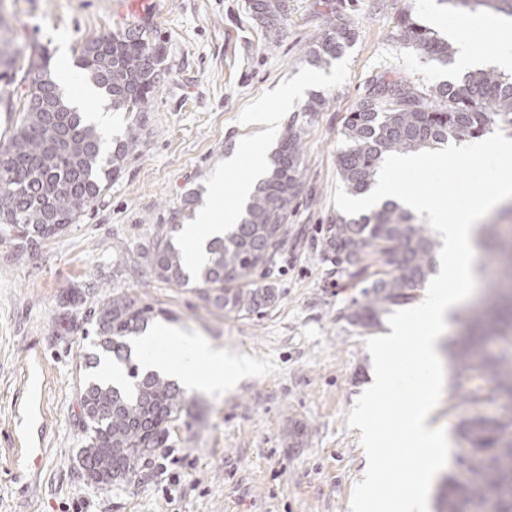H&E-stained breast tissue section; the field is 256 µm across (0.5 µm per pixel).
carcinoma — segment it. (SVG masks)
Instances as JSON below:
<instances>
[{
	"instance_id": "cac0c4a2",
	"label": "carcinoma",
	"mask_w": 512,
	"mask_h": 512,
	"mask_svg": "<svg viewBox=\"0 0 512 512\" xmlns=\"http://www.w3.org/2000/svg\"><path fill=\"white\" fill-rule=\"evenodd\" d=\"M453 8L488 7L512 16V0H439ZM251 12L268 45L279 44L288 17L287 0H252ZM402 44L442 64L453 61L451 42L417 24L411 14L398 20ZM356 38L339 22L310 46L306 61L317 67L340 57ZM76 66L112 102L115 110L143 112L164 80V42L141 25L108 34L80 48ZM16 123L0 138V230L38 243L77 224L109 188L136 150L135 134L118 142L103 158V137L65 104L51 77L49 59L33 43L13 37L0 42V107ZM512 126V76L494 69L468 72L453 81L427 87L411 80H373L365 99L343 122L347 148L340 152L339 175L353 196L372 187L385 157L477 138L490 127ZM304 190L301 137L297 121L272 151L268 175L249 195L233 229L208 243L205 262L192 267L178 245L181 216L191 211L198 192L167 224L157 225L143 259L160 280L188 287L200 298L238 317L260 314L274 305L277 289L265 282L277 268L288 235L289 205ZM326 248L336 266L351 268L365 283L363 299L349 308V320L363 328L380 325L395 306L410 303L436 266L438 241L416 217L396 202L368 214L339 216L326 229ZM488 250L512 279V240L490 232ZM163 310L127 293L97 299L88 320L93 346L124 365L128 382L116 386L85 379L80 395L87 441L79 450L82 475L102 489L129 482L164 446L172 423L188 409L183 389L157 371H145L131 359L130 341ZM512 336V294L492 289L484 308L471 316L454 353L456 367L487 382L470 403L512 401V354L480 351L490 339ZM471 447L468 470L473 480H449L440 512H471L485 502L495 512H512V412L498 417L476 414L461 425Z\"/></svg>"
}]
</instances>
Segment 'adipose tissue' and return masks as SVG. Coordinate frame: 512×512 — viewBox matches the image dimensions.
Segmentation results:
<instances>
[{
    "instance_id": "adipose-tissue-1",
    "label": "adipose tissue",
    "mask_w": 512,
    "mask_h": 512,
    "mask_svg": "<svg viewBox=\"0 0 512 512\" xmlns=\"http://www.w3.org/2000/svg\"><path fill=\"white\" fill-rule=\"evenodd\" d=\"M466 31L457 27H449L448 35L456 49V64L460 70L476 71L494 68L512 74V21H496L476 16L466 23ZM494 27L496 46L488 53L477 52L468 30ZM265 167L261 158H254L250 168L241 172L234 185V199L227 203L223 211H215L206 207L197 210L194 219L183 228L182 240L189 263L197 264L205 258L207 240L223 235L225 227L237 223L239 219L238 203L244 200L262 179ZM183 351L173 360L156 362L155 367L181 382L185 387L196 390L215 392L231 387L235 382L254 370L253 363L247 358H226L223 350L187 336L183 339ZM206 361L212 366L208 375L196 373L199 362Z\"/></svg>"
}]
</instances>
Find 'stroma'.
<instances>
[{
	"label": "stroma",
	"instance_id": "stroma-1",
	"mask_svg": "<svg viewBox=\"0 0 512 512\" xmlns=\"http://www.w3.org/2000/svg\"><path fill=\"white\" fill-rule=\"evenodd\" d=\"M129 2L0 0L13 36L42 45L52 72L73 70L65 96L78 94L85 79L74 67L79 47L131 25L158 32L168 68L147 111L113 112L111 139L134 131L139 145L89 216L32 248L0 234V512H350L367 460L347 418L374 378L365 341L391 329L348 320L363 284L324 251L326 228L339 214L331 195L340 181L343 117L380 74L427 86L457 76L455 66L398 41L400 15L412 12L443 36L474 12L450 11L440 0H288V23L271 48L249 0H137L134 8ZM336 20L355 29V42L330 64L310 65L307 48ZM291 86L299 93L283 102ZM315 94L325 106L302 116ZM260 107L278 111L284 123L298 118L306 188L289 206L274 278L279 299L243 318L136 262L188 191L198 190L200 203L218 209L232 198L235 176L224 169L229 153L250 142L270 156L281 130L244 121ZM219 174L220 196L212 188ZM499 270L490 254L480 253L477 294L458 309L444 342L460 337L500 281ZM92 279L105 292L164 309L166 324L257 367L233 389L187 391V413L145 472L108 490L77 465L85 442L79 394L93 338L87 306L64 300ZM479 384L446 370L432 425L457 437L468 393Z\"/></svg>",
	"mask_w": 512,
	"mask_h": 512
}]
</instances>
